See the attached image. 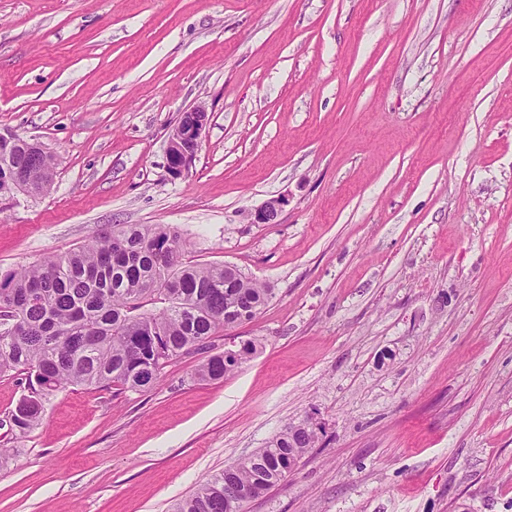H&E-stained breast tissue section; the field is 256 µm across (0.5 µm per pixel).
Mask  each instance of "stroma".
<instances>
[{"label":"stroma","instance_id":"35a3bbf8","mask_svg":"<svg viewBox=\"0 0 512 512\" xmlns=\"http://www.w3.org/2000/svg\"><path fill=\"white\" fill-rule=\"evenodd\" d=\"M0 132L56 160L0 200V273L168 224L274 290L217 333L262 343L221 381L185 355L20 435L0 375V512H172L307 417L316 447L245 512H512V0H0ZM189 112H196L198 118L190 124H183L180 120L169 137L166 149L167 169L169 174L176 178L188 173L202 147V134L209 118L202 104L192 106L183 112L181 116L183 121L191 120ZM284 198H271L265 201L254 211L249 212L248 220L251 224H275L278 223V216L285 205Z\"/></svg>","mask_w":512,"mask_h":512}]
</instances>
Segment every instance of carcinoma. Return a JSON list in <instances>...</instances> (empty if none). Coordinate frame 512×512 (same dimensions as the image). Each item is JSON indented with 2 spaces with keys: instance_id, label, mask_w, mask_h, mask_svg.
<instances>
[{
  "instance_id": "cac0c4a2",
  "label": "carcinoma",
  "mask_w": 512,
  "mask_h": 512,
  "mask_svg": "<svg viewBox=\"0 0 512 512\" xmlns=\"http://www.w3.org/2000/svg\"><path fill=\"white\" fill-rule=\"evenodd\" d=\"M52 157L26 143L0 146V184L16 171L32 175L33 191L52 181ZM178 228L114 224L89 243L20 271L0 274V375L34 376L30 393L12 411L11 428L25 434L42 419L45 403L69 386L145 391L164 366L203 351L202 381L234 374L258 351L248 339L230 354L212 338L255 320L273 289L239 270L182 261ZM308 425L283 430L222 472L205 478L175 512H244L250 500L283 482L315 447Z\"/></svg>"
}]
</instances>
